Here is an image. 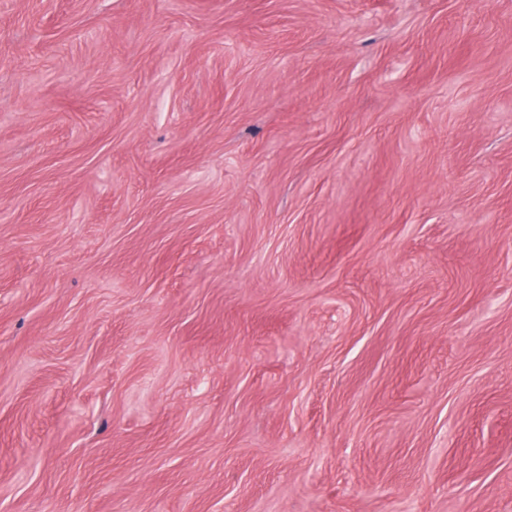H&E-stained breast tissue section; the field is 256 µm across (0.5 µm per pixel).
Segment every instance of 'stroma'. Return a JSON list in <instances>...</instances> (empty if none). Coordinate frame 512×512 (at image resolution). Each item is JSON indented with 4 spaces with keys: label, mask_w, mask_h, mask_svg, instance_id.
<instances>
[{
    "label": "stroma",
    "mask_w": 512,
    "mask_h": 512,
    "mask_svg": "<svg viewBox=\"0 0 512 512\" xmlns=\"http://www.w3.org/2000/svg\"><path fill=\"white\" fill-rule=\"evenodd\" d=\"M512 512V0H0V512Z\"/></svg>",
    "instance_id": "1"
}]
</instances>
